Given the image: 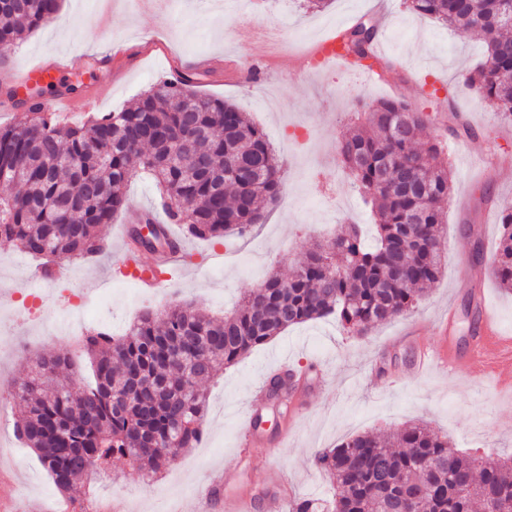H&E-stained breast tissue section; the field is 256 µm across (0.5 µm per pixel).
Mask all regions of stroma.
<instances>
[{
	"instance_id": "1",
	"label": "stroma",
	"mask_w": 512,
	"mask_h": 512,
	"mask_svg": "<svg viewBox=\"0 0 512 512\" xmlns=\"http://www.w3.org/2000/svg\"><path fill=\"white\" fill-rule=\"evenodd\" d=\"M255 21L280 27L284 52L265 87L249 78L247 67L262 58L259 44L234 33L233 0H171L167 14L141 8L138 0H63L50 23L29 33L8 54L9 73L0 72V127L14 123L13 81L33 64L53 67L85 56L78 97L86 105L67 116L69 124L117 112L175 68L192 71L197 59L210 62L200 93L238 104L266 133L285 179L279 204L243 234L212 241L187 238L186 257L156 299H138L137 286L116 261L115 244L134 212L149 207L158 193L148 177L134 176L126 188L128 208L104 225L106 252L75 260V275L36 286V259L0 240V269L23 263L24 276L0 279V492L10 512H54L66 496L54 485L32 449H19L14 425L25 405L12 394L39 355L62 349L67 337L54 335L46 321L63 322L82 298L93 313L79 333L106 329L121 333L143 311L189 303L210 316L241 300L259 277L244 271L255 260L260 275H288L310 247L347 222L372 223L369 206L343 168L340 144L364 105L382 97L405 98L428 113L423 139L440 142L448 156L451 193L447 213L448 263L418 307L365 335L349 332L331 319L288 328L238 363L224 368L203 387L208 400L206 432L196 447L180 453L170 467L147 472L114 460L109 480L85 490L87 512H112L120 498L125 512H205L206 497L224 471L239 470L238 490L257 501L256 512H286V501H272L266 478L277 468L294 497L332 501L335 487L313 463L315 453L359 432H394L425 423L447 434L456 448L477 456L512 455V388L494 375L474 377L464 370L433 366L414 376L408 371L421 342H435L434 328L444 313L454 315L450 330L465 343L480 308H487L504 333L512 334V291H504L483 269L501 233L499 214L512 209V178L495 176L491 165L512 156V121L466 83L482 61L480 35L408 11L403 0H332L313 12L302 0H250ZM380 32L376 45L389 60L384 81L347 66L313 65L308 50L324 35L362 20ZM124 54L111 68L98 63L111 46ZM102 97H94L97 87ZM474 135L457 137V120ZM287 355L308 389L295 410L275 405L261 412L260 432L276 442L274 453L255 449L240 461L241 424L258 400L257 389Z\"/></svg>"
}]
</instances>
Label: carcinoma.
I'll return each instance as SVG.
<instances>
[{"mask_svg":"<svg viewBox=\"0 0 512 512\" xmlns=\"http://www.w3.org/2000/svg\"><path fill=\"white\" fill-rule=\"evenodd\" d=\"M61 0H3L0 55L49 23ZM462 34L479 33L484 60L467 85L512 120V24L497 0H405ZM377 27L361 21L338 34L356 70L389 66L373 50ZM186 73L163 80L130 108L80 125L40 113L0 128V239L27 255L69 261L102 249L101 226L126 206V186L144 174L185 235L219 239L263 220L281 199L283 170L262 129L223 99L201 95ZM429 116L398 98L369 105L340 146L344 166L371 205L373 242L349 224L283 278L271 275L224 317L190 304L147 311L114 336L89 331L78 346L94 382L43 384L70 369L65 350L38 357L17 384L26 402L16 436L37 451L58 490L120 458L152 472L199 443L207 399L199 382L237 363L288 327L334 317L363 333L414 309L448 261L444 204L451 185L441 147H419ZM490 266L512 290V210ZM314 463L336 486L338 512H512V456L459 453L426 424L389 439L372 433L324 448Z\"/></svg>","mask_w":512,"mask_h":512,"instance_id":"carcinoma-1","label":"carcinoma"}]
</instances>
